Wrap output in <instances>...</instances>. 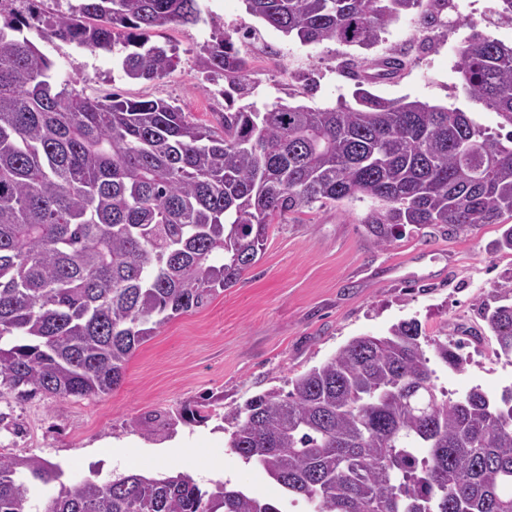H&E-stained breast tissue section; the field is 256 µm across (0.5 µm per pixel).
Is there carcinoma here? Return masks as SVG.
I'll return each mask as SVG.
<instances>
[{
  "instance_id": "carcinoma-1",
  "label": "carcinoma",
  "mask_w": 512,
  "mask_h": 512,
  "mask_svg": "<svg viewBox=\"0 0 512 512\" xmlns=\"http://www.w3.org/2000/svg\"><path fill=\"white\" fill-rule=\"evenodd\" d=\"M303 44L369 48L412 9L444 23L450 0H244ZM198 19L196 0H0V388L28 400L96 397L170 319L235 286L277 217L369 198L367 232L512 220V147L466 113L364 88L396 77L394 54L364 59L356 106L279 101L224 113L222 131L164 100L55 90L54 62L24 35L91 51L133 48L125 76L169 73L175 54L152 34ZM213 76L247 62L218 33L196 53ZM456 70L470 97L512 126V46L471 37ZM477 310L498 356L512 359V277ZM463 345L416 319L359 336L282 394L224 415L229 447L316 512H512V386L452 399L431 364L462 371ZM432 356H427V353ZM209 418L186 406L185 423ZM37 456L0 453V512H26L34 487L59 486L44 512H281L278 503L178 472L67 485Z\"/></svg>"
}]
</instances>
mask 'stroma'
<instances>
[{
    "mask_svg": "<svg viewBox=\"0 0 512 512\" xmlns=\"http://www.w3.org/2000/svg\"><path fill=\"white\" fill-rule=\"evenodd\" d=\"M197 7V23L169 26L159 37V44L174 49L178 64L149 81L124 77L123 46L92 52L50 39L39 27L28 36L55 61L57 81H69L75 90L162 99L211 127L230 107L262 110L282 100L323 109L351 102L354 82L344 61L400 53L405 69L373 84L374 94L456 108L490 132L502 130V118L472 100L455 69L472 34L512 43V22L498 19L495 0H452L444 26L426 24L420 11H409L367 49L335 41L301 44L249 14L243 0H197ZM218 31L247 61L246 79L229 98L223 92L232 90L231 77L207 80L196 62L199 47ZM370 205L367 199L316 205L271 224L263 251L241 281L157 329L136 348L108 394L28 401L0 394V412L21 428L17 435L0 429V449L61 466L69 485L131 473L136 456L150 465L151 476L184 472L209 490L220 481L207 467L215 461L248 495L276 500L281 512H306L302 497L284 494L258 465L229 448L224 412L272 388L291 390L292 380L354 337L382 336L411 318L427 335L466 343L469 365L439 372L438 386L452 394L474 386L498 394L511 386L512 362L495 355L494 340L469 335L486 328L476 313L479 301L512 275V251L497 247L503 225L445 231L408 225L382 248L361 222ZM210 396L215 417L178 422L185 405ZM108 438L123 442L122 453L101 457L95 444ZM173 444L178 454L165 458L164 449Z\"/></svg>",
    "mask_w": 512,
    "mask_h": 512,
    "instance_id": "35a3bbf8",
    "label": "stroma"
}]
</instances>
